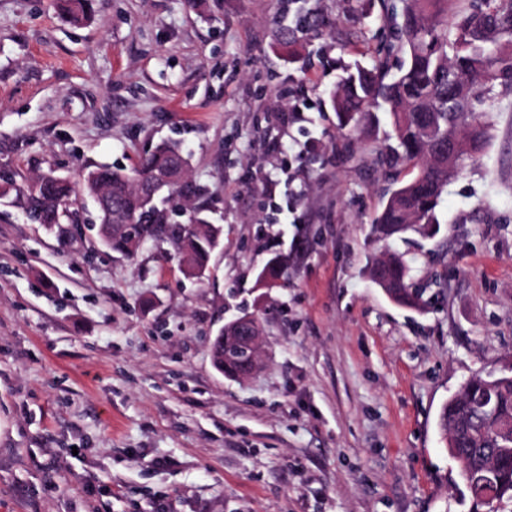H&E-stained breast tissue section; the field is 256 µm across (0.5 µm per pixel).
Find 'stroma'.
Returning a JSON list of instances; mask_svg holds the SVG:
<instances>
[{
  "label": "stroma",
  "instance_id": "1",
  "mask_svg": "<svg viewBox=\"0 0 512 512\" xmlns=\"http://www.w3.org/2000/svg\"><path fill=\"white\" fill-rule=\"evenodd\" d=\"M92 7L74 25L0 0V179L77 187L172 139L191 189L173 223L199 208L224 232L197 281L171 241L127 258L0 200V512H470L438 415L512 366V90L439 232L392 245L429 287L416 312L367 273L389 117L346 138L331 103L385 58L401 0ZM276 254L282 283L258 286ZM245 312L260 367L237 381L210 343Z\"/></svg>",
  "mask_w": 512,
  "mask_h": 512
}]
</instances>
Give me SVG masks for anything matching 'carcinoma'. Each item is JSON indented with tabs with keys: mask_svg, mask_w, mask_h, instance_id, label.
<instances>
[{
	"mask_svg": "<svg viewBox=\"0 0 512 512\" xmlns=\"http://www.w3.org/2000/svg\"><path fill=\"white\" fill-rule=\"evenodd\" d=\"M62 10L72 23L91 17L92 0H64ZM397 31L402 56L397 73L388 75L383 62L346 71L332 94L340 130L376 123L375 112L389 114L396 147L387 163L415 170L385 189L370 235L376 242L428 235L439 224L437 207L448 183L485 147L489 139L490 105L497 88L512 89V0H488L483 12L462 5L448 17V0H405ZM453 128L462 147L453 161L434 153L435 143ZM187 159L178 144L162 141L144 154L133 171L108 166L87 170L84 195L112 206V219L98 209L100 244L127 257L149 238L169 237L186 274L199 276L219 243L220 228L198 215L192 224L168 223L157 204L185 178ZM39 224L78 218V198L70 182L51 172L19 186L0 185V200L10 194ZM112 223L106 228L104 224ZM282 258L268 260L257 279L273 283L282 277ZM371 281L395 304L418 309L422 294L411 288L403 257L384 253L369 267ZM243 328L224 326L233 343ZM220 337L213 344L214 365L229 378L240 379L256 369L243 354L224 355ZM441 439L457 463L466 488L487 490L490 500L471 499L472 512H495V504L512 499V373L478 372L448 398L439 414Z\"/></svg>",
	"mask_w": 512,
	"mask_h": 512,
	"instance_id": "cac0c4a2",
	"label": "carcinoma"
}]
</instances>
